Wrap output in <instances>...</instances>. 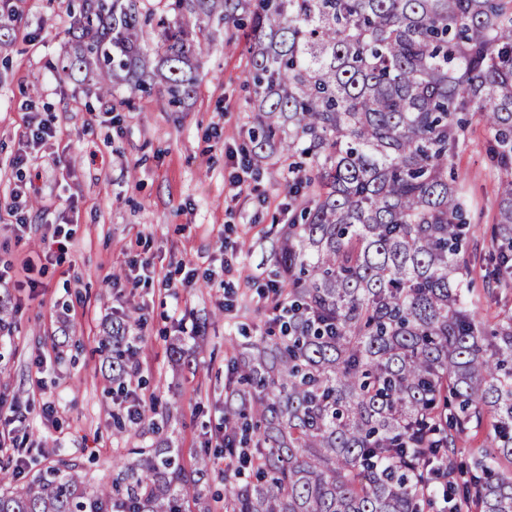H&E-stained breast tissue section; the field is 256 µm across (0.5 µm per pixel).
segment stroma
Returning <instances> with one entry per match:
<instances>
[{"mask_svg":"<svg viewBox=\"0 0 512 512\" xmlns=\"http://www.w3.org/2000/svg\"><path fill=\"white\" fill-rule=\"evenodd\" d=\"M72 0H0V201L23 188L26 233L0 210V402L19 406L6 440L24 439V478L65 457L85 481H107L131 448L178 449L186 464L214 451L224 432V362L232 344L266 335L263 292L281 281L275 252L298 202L276 158L248 164L254 92L247 80L244 26L205 27L211 50L197 71L195 95L163 111L158 92L120 89V107L95 87L60 81L54 66ZM238 40L225 50L229 34ZM48 121L54 137L29 133ZM469 200L471 230L490 232L496 195L483 133L473 130L455 160ZM67 234L61 261L41 263L55 227ZM149 257L147 285L128 282L127 263ZM129 315L135 342L136 392L167 419L117 435L122 398L99 342L104 317ZM177 367L171 343L191 349Z\"/></svg>","mask_w":512,"mask_h":512,"instance_id":"1","label":"stroma"}]
</instances>
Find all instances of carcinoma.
<instances>
[{
	"label": "carcinoma",
	"instance_id": "cac0c4a2",
	"mask_svg": "<svg viewBox=\"0 0 512 512\" xmlns=\"http://www.w3.org/2000/svg\"><path fill=\"white\" fill-rule=\"evenodd\" d=\"M56 73L106 98L157 80L177 106L209 50L200 20L250 15L252 159L288 164L303 196L278 257L277 336L234 347L224 385V512H512V0H173L153 42L138 0H79ZM200 35L189 39L190 30ZM482 127L497 178L491 238L468 241V202L448 168ZM125 319L112 372L136 376ZM489 420L488 448L457 460ZM210 512L172 448H131L89 487L61 459L17 481L0 462V512ZM484 273L485 271L481 270L479 265H477L475 269L476 284L473 300L479 314L489 324H493L497 319V315L503 309H512V288L500 290L498 298L496 300L491 299L483 290L482 277Z\"/></svg>",
	"mask_w": 512,
	"mask_h": 512
}]
</instances>
